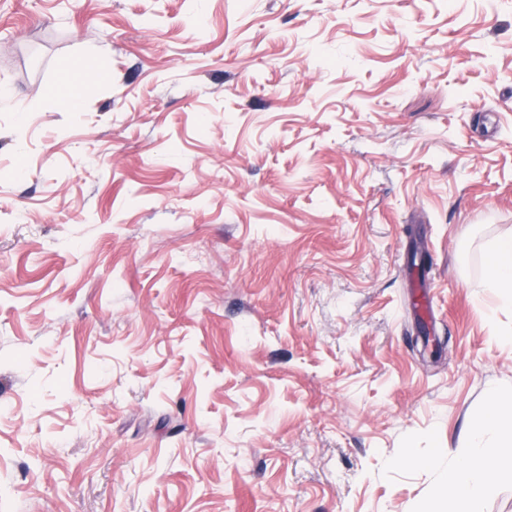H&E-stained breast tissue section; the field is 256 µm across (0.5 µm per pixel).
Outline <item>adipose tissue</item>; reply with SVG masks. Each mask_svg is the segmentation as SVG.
<instances>
[{
  "instance_id": "adipose-tissue-1",
  "label": "adipose tissue",
  "mask_w": 512,
  "mask_h": 512,
  "mask_svg": "<svg viewBox=\"0 0 512 512\" xmlns=\"http://www.w3.org/2000/svg\"><path fill=\"white\" fill-rule=\"evenodd\" d=\"M485 286L504 304H512L511 237L495 245ZM429 465L441 471L436 512H479L493 475L512 469V399L492 398L489 413L472 426L455 465L445 468L437 459Z\"/></svg>"
}]
</instances>
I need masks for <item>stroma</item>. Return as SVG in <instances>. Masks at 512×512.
<instances>
[{
	"instance_id": "35a3bbf8",
	"label": "stroma",
	"mask_w": 512,
	"mask_h": 512,
	"mask_svg": "<svg viewBox=\"0 0 512 512\" xmlns=\"http://www.w3.org/2000/svg\"><path fill=\"white\" fill-rule=\"evenodd\" d=\"M1 88L0 512H429L512 398V0H0ZM484 288L500 298L503 304H512V238L499 241L493 250L486 273Z\"/></svg>"
}]
</instances>
